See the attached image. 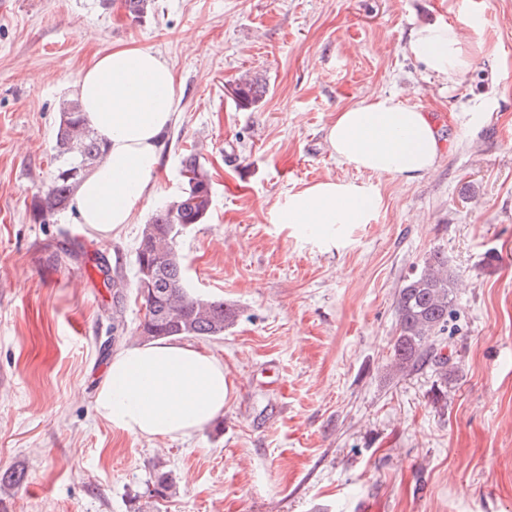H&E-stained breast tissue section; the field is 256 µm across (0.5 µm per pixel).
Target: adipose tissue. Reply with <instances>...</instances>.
I'll return each mask as SVG.
<instances>
[{
	"instance_id": "adipose-tissue-1",
	"label": "adipose tissue",
	"mask_w": 512,
	"mask_h": 512,
	"mask_svg": "<svg viewBox=\"0 0 512 512\" xmlns=\"http://www.w3.org/2000/svg\"><path fill=\"white\" fill-rule=\"evenodd\" d=\"M407 52L427 73L465 80L471 55L445 23L414 28ZM87 124L106 142L103 163L77 191V222L107 240L134 220L155 193L165 135L181 98L170 64L141 47L101 51L72 86ZM337 159L410 184L434 170L442 142L430 112L377 94L343 111L326 130ZM381 205L369 186L320 181L289 196L277 220L332 242L340 224H365ZM224 363L176 339L134 344L113 356L94 399L97 415L135 437L194 435L224 413Z\"/></svg>"
}]
</instances>
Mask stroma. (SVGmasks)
Listing matches in <instances>:
<instances>
[{"mask_svg": "<svg viewBox=\"0 0 512 512\" xmlns=\"http://www.w3.org/2000/svg\"><path fill=\"white\" fill-rule=\"evenodd\" d=\"M432 22L475 46L463 84L406 53ZM119 45L157 52L181 88L156 195L109 240L72 207L36 223L60 105ZM245 74L268 92L242 110L225 87ZM380 93L439 126L438 165L412 184L340 162L326 141L337 112ZM191 152L212 205L175 241L185 283L238 316L195 340L224 362L223 415L150 440L93 401L138 341L135 250ZM328 179L382 198L330 248L276 220ZM434 251L457 276L441 398L431 365L390 369L398 290ZM3 472L23 476L0 497L7 512H512V0H156L138 20L105 0H0ZM163 473L175 488L158 498Z\"/></svg>", "mask_w": 512, "mask_h": 512, "instance_id": "stroma-1", "label": "stroma"}]
</instances>
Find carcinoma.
I'll return each instance as SVG.
<instances>
[{
	"instance_id": "cac0c4a2",
	"label": "carcinoma",
	"mask_w": 512,
	"mask_h": 512,
	"mask_svg": "<svg viewBox=\"0 0 512 512\" xmlns=\"http://www.w3.org/2000/svg\"><path fill=\"white\" fill-rule=\"evenodd\" d=\"M134 19L146 16L155 0H122ZM267 92L264 80L255 77L238 81L235 104L241 109L257 105ZM56 167L49 183L32 199L33 219L46 222L65 210L86 171L104 156V144L84 122L81 105L72 99L63 103L54 138ZM80 173H74V170ZM182 171L200 173L201 180L186 185L176 199L161 206L144 225L135 263L137 278L150 272L155 278L154 294L141 298L148 317L144 329L152 338L168 336L216 337L233 325L237 312L222 300L192 295L184 284L183 262L174 247L175 225L201 224L212 204L211 183L196 154L182 161ZM455 274L439 253L426 257L420 268L408 276L397 297L398 336L392 344L391 366L408 372L430 363L440 380L448 383V363L441 333L448 326L454 304Z\"/></svg>"
}]
</instances>
